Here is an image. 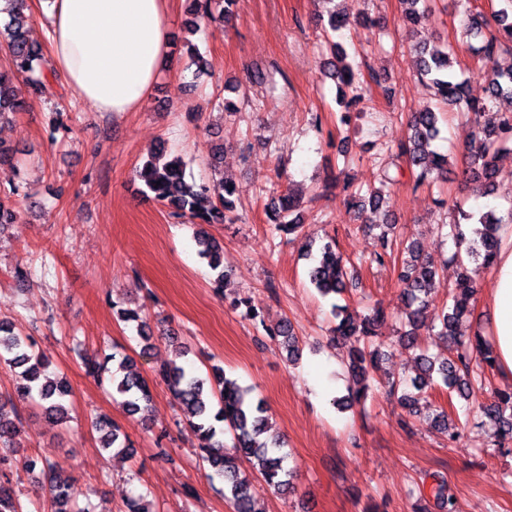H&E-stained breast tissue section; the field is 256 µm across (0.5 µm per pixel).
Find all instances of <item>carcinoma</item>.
<instances>
[{"label": "carcinoma", "instance_id": "obj_1", "mask_svg": "<svg viewBox=\"0 0 512 512\" xmlns=\"http://www.w3.org/2000/svg\"><path fill=\"white\" fill-rule=\"evenodd\" d=\"M14 7L9 19L0 23V50L5 53L7 65L0 67V121L10 118L22 107L15 95L16 83L23 82L34 93L51 95L62 86V78L53 69L42 66V47L29 38L28 0H11ZM503 6L486 15L471 6V0L463 4L461 29L463 34L479 42L470 46L478 69L483 72L485 96L472 99L468 96L465 81L453 71L451 54L446 49L428 50L418 48L419 75L433 90L438 101L455 106L461 112L474 115L481 138L479 150L468 157L462 171L465 182L475 185L481 196L493 194L499 177L496 163L500 150L512 145V69H500L495 60L501 51L512 50V0H501ZM237 0H191L192 20L187 26L189 33L197 32L201 24L213 20L229 22ZM405 9L401 21L416 26L432 16L429 0H401ZM330 52L335 60L323 63L321 74L333 78L338 84L353 89L356 72L346 61L347 53L338 41L331 43ZM507 106H502V103ZM439 113L425 106L410 116L407 140L399 145V153L409 157L411 164L419 169L416 184L421 185L447 177L448 158L434 148L439 137ZM166 151L165 142L156 144L151 151V160L139 172L148 190L154 197L170 208L175 218L199 219L205 224H235L240 220L236 211V186L230 180L213 185L196 184L186 180L183 163L172 158L163 163L157 157ZM396 177L389 170L381 174L379 186L362 194L349 195L347 208L358 213L365 207L379 208L384 189L395 185ZM270 219L273 230L286 235L301 228L299 201L289 192H284L271 204ZM476 220L475 238L466 237L461 221ZM512 223V204L507 214L499 215L489 209L477 215L461 213V220L454 224H442L439 232L454 242L455 251L451 261L458 267L454 286L448 288L451 305L444 306L434 316L428 315L429 297L441 287L439 269L422 255L418 242L408 239L401 243L386 230L377 236L376 251L372 261L379 265L394 257L395 247H401L404 255L401 263L394 266L397 281L402 288L405 302L407 330L400 341L410 348L419 347L418 330L428 327L435 331L438 339L455 348V354L437 361L426 353L417 356L419 373L408 383L392 381L389 392L398 394V399L411 417L417 414L415 393L435 384L440 379L448 392L456 393L465 401H474L482 415L496 424L504 440H512V389L497 391L491 400L478 401L481 390L479 378L484 366L495 367L493 346L481 333L463 341L457 331L463 320L473 315L469 307L470 297L475 293L474 274L480 268H490L501 246L499 230L503 224ZM195 238L200 255L208 259L210 267L217 271L215 287H223L226 278L223 270V248L204 227L196 230ZM306 249H317L318 255L309 268L310 283L323 297L343 295L353 286L354 274L348 271L346 260L336 251V240L325 236L320 244L310 240ZM332 314L337 320L332 330V340L356 338L358 347L350 354L348 370L359 384L355 394L338 400L341 408L352 406L365 396L371 388L373 372L380 359V343L377 342L376 324L385 318L380 308H372L361 317L348 312L347 307L332 304ZM273 339L287 351L288 361L299 356V346L291 326L283 324ZM86 373L101 378L109 373L112 392L123 399L126 410L137 414L148 409L153 401L152 385L133 368L130 359L114 350L99 359L81 354ZM13 369L18 378L17 396L35 400L44 413L57 422L69 419L65 398L70 389L63 379H53L46 374L45 363L34 351V340L15 330V327L0 321V365ZM157 378L170 392L176 404L178 422L187 424L196 434L201 450V459L213 473L224 482V499L233 512H257L252 491V476L241 471L239 460L247 459L253 472L279 492L291 488L292 474L284 466L285 455L279 438L267 436L268 408L264 400H254L251 390L240 387L224 376V371L215 369L213 376L203 377L193 370L175 362L163 365ZM21 418L12 399L0 398V444L6 446L18 434ZM100 433L101 447L105 451L124 453L133 447L127 435L121 432L109 418L99 416L94 422ZM232 435L231 447H226L221 436L224 431ZM15 460L8 454H0V512H29L24 495L16 489L10 478ZM22 466L30 473H39L50 503L51 512H81L74 507L75 487L66 468L33 457L23 460ZM430 494L444 512H454V496L443 476L434 479Z\"/></svg>", "mask_w": 512, "mask_h": 512}]
</instances>
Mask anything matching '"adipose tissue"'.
Returning <instances> with one entry per match:
<instances>
[{
    "instance_id": "1",
    "label": "adipose tissue",
    "mask_w": 512,
    "mask_h": 512,
    "mask_svg": "<svg viewBox=\"0 0 512 512\" xmlns=\"http://www.w3.org/2000/svg\"><path fill=\"white\" fill-rule=\"evenodd\" d=\"M169 0H52L51 61L74 100L134 112L157 80L170 43ZM500 377L512 382V233L496 259L488 297Z\"/></svg>"
}]
</instances>
